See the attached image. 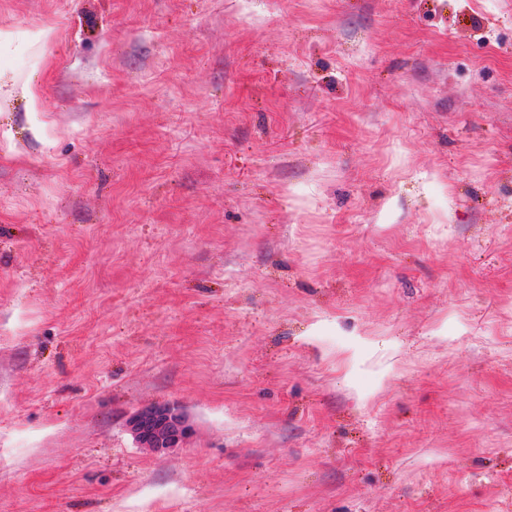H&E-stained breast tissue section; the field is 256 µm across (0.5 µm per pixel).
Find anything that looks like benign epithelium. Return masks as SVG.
<instances>
[{"label": "benign epithelium", "mask_w": 512, "mask_h": 512, "mask_svg": "<svg viewBox=\"0 0 512 512\" xmlns=\"http://www.w3.org/2000/svg\"><path fill=\"white\" fill-rule=\"evenodd\" d=\"M128 427L141 447L154 452L179 448L192 433L186 415L171 405L148 407L133 413Z\"/></svg>", "instance_id": "7a95c632"}]
</instances>
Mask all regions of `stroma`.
Segmentation results:
<instances>
[{
	"label": "stroma",
	"instance_id": "35a3bbf8",
	"mask_svg": "<svg viewBox=\"0 0 512 512\" xmlns=\"http://www.w3.org/2000/svg\"><path fill=\"white\" fill-rule=\"evenodd\" d=\"M0 512H512V0H0ZM128 427L141 447L154 452L179 448L192 433L186 415L171 405L148 407L133 413Z\"/></svg>",
	"mask_w": 512,
	"mask_h": 512
}]
</instances>
